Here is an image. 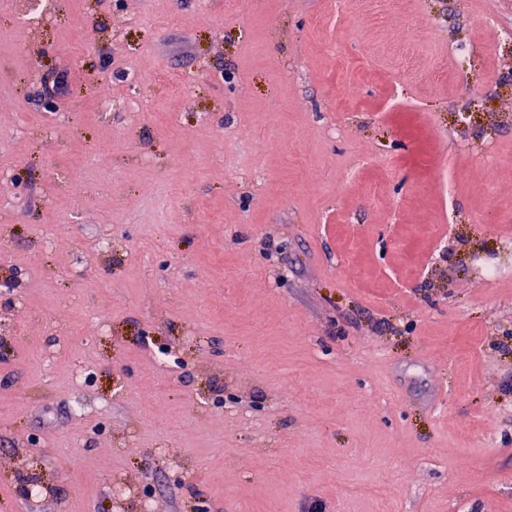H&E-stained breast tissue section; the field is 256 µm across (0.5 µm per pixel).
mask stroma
<instances>
[{
  "instance_id": "1",
  "label": "stroma",
  "mask_w": 512,
  "mask_h": 512,
  "mask_svg": "<svg viewBox=\"0 0 512 512\" xmlns=\"http://www.w3.org/2000/svg\"><path fill=\"white\" fill-rule=\"evenodd\" d=\"M506 31L0 0V512H512Z\"/></svg>"
}]
</instances>
